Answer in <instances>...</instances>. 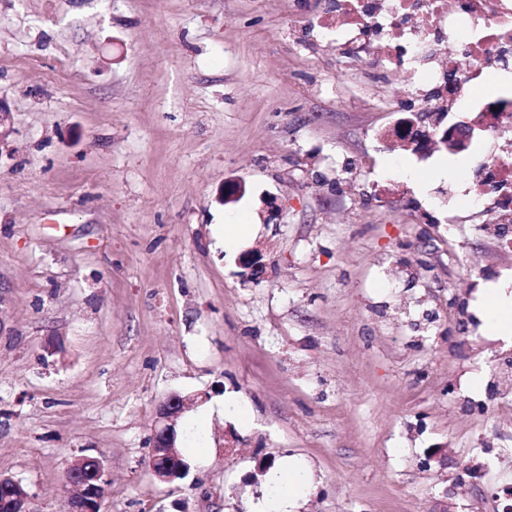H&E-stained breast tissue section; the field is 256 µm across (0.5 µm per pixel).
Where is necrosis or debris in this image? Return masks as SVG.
Instances as JSON below:
<instances>
[{"mask_svg":"<svg viewBox=\"0 0 512 512\" xmlns=\"http://www.w3.org/2000/svg\"><path fill=\"white\" fill-rule=\"evenodd\" d=\"M316 28L340 57L362 55L377 73L402 75L432 138L414 141L404 121L386 135L418 159L433 155L449 113L467 102L484 133L467 148L480 160L468 193L491 212L490 232L512 246V84L501 88L497 107L476 92L486 71L512 70V0H330ZM451 42L472 58L470 67L447 53Z\"/></svg>","mask_w":512,"mask_h":512,"instance_id":"4bbe7bcc","label":"necrosis or debris"}]
</instances>
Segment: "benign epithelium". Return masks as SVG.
<instances>
[{
    "instance_id": "obj_1",
    "label": "benign epithelium",
    "mask_w": 512,
    "mask_h": 512,
    "mask_svg": "<svg viewBox=\"0 0 512 512\" xmlns=\"http://www.w3.org/2000/svg\"><path fill=\"white\" fill-rule=\"evenodd\" d=\"M11 132V111L0 101V148L3 147ZM444 140L450 142L455 150L462 151L470 143L471 132L467 125L458 124L445 133ZM238 264L241 268V276L251 281L260 280L266 268L262 256L253 251L241 254ZM206 399L205 393L187 396L173 394L162 401L156 409L151 455L155 462L152 473L159 481L170 483L186 474L187 464L177 444L178 421L187 411ZM82 462L85 464L84 468L69 469L68 482L74 485L91 479L95 484L81 496H70L67 500V512H100V504L105 497V492L101 491V488L105 487L109 481L106 467L99 457L84 456Z\"/></svg>"
}]
</instances>
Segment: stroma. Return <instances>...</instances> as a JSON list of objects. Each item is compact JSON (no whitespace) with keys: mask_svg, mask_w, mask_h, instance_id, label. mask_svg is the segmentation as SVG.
<instances>
[{"mask_svg":"<svg viewBox=\"0 0 512 512\" xmlns=\"http://www.w3.org/2000/svg\"><path fill=\"white\" fill-rule=\"evenodd\" d=\"M323 5L0 0V474L30 512H66L87 455L101 512H255L288 456L315 477L297 512H504L512 339L481 298L512 292V248L471 164L383 138L400 78L302 27ZM198 392L204 458L184 440L159 482L155 409ZM238 264L242 269L241 276L245 280L251 281H259L263 277L266 268L262 256L253 251L241 254ZM86 465L82 469H75L74 464L70 467L67 480L71 485L78 482H87V476L96 483L90 485L87 493L81 496H71L67 500L68 512H100V504L105 497V492H99V489L106 486L109 481L108 474L104 462L99 457L84 456L79 458Z\"/></svg>","mask_w":512,"mask_h":512,"instance_id":"stroma-1","label":"stroma"}]
</instances>
